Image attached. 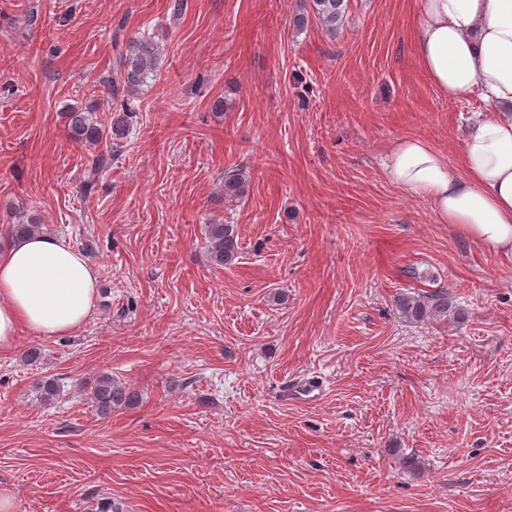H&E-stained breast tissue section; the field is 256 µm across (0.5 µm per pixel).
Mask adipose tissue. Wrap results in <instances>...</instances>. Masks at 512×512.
<instances>
[{
    "label": "adipose tissue",
    "instance_id": "adipose-tissue-1",
    "mask_svg": "<svg viewBox=\"0 0 512 512\" xmlns=\"http://www.w3.org/2000/svg\"><path fill=\"white\" fill-rule=\"evenodd\" d=\"M417 60L451 98L473 91L487 116L472 119L460 170L426 140H399L384 173L428 201L442 223L493 253L512 254V0H415ZM98 272L63 240L36 234L0 247V350L22 332L62 336L91 314Z\"/></svg>",
    "mask_w": 512,
    "mask_h": 512
}]
</instances>
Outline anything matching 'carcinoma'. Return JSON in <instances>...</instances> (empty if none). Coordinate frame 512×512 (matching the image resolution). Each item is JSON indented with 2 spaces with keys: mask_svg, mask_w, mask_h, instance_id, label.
Segmentation results:
<instances>
[{
  "mask_svg": "<svg viewBox=\"0 0 512 512\" xmlns=\"http://www.w3.org/2000/svg\"><path fill=\"white\" fill-rule=\"evenodd\" d=\"M312 17L330 34H336L347 10V0H312ZM309 15L295 19L294 27L302 29L309 22ZM159 72L158 45L150 36H137L126 42V50L120 54L115 76L105 80L111 97L119 93H133L156 80ZM69 136L77 141L97 144L109 141L110 149L98 153L89 162L88 176L84 181V191H90L97 176L108 170L112 164V153L122 148L129 135V121L126 112H113L110 122L103 126L94 121L89 111L70 107L66 110ZM248 180L241 168L224 173V196L235 200L246 194ZM39 231V224L30 220L26 223L11 224L6 229L10 240H20ZM206 257L210 265L224 267L232 264L238 255V235L233 224H209L206 226ZM401 315L412 322H424L448 314V294L435 292L416 295L400 294L395 299ZM37 398L50 403L59 394L55 379L45 377L36 383ZM91 397L99 414L107 416L112 409L131 407L138 403V394L123 384L112 381L108 376L101 377L91 388Z\"/></svg>",
  "mask_w": 512,
  "mask_h": 512,
  "instance_id": "carcinoma-1",
  "label": "carcinoma"
}]
</instances>
